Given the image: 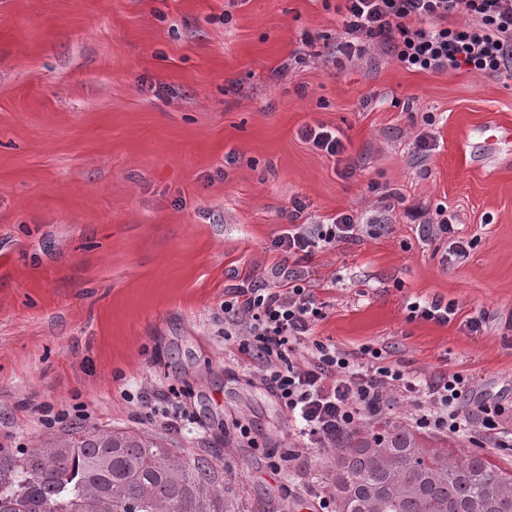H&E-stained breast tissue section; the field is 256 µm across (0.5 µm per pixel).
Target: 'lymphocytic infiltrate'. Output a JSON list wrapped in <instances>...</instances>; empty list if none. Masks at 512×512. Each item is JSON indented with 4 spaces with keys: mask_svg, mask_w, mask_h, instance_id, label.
<instances>
[{
    "mask_svg": "<svg viewBox=\"0 0 512 512\" xmlns=\"http://www.w3.org/2000/svg\"><path fill=\"white\" fill-rule=\"evenodd\" d=\"M347 41L337 46L346 60L364 56L373 47L393 54L409 71H482L512 73V0H344ZM463 15L464 25H449ZM294 205L290 225L277 239L285 254L311 253L357 239L364 232L358 217L341 213L327 222L306 227ZM410 223H421L434 238L454 235L453 256L467 258L469 241L456 234L454 216L438 209L426 217L412 206L403 212ZM277 284L260 288L245 281L231 288L224 301V338L241 354L259 362L262 384L301 423L300 434L314 448L341 445L362 417L380 420L396 397L411 401L416 428L458 437L481 436L503 450L512 449V402L481 399L470 411L461 405L471 390L472 376L460 371L425 378L409 377L386 362L381 349L346 352L313 339L322 316L304 274L279 264ZM306 344L304 355L291 357L293 344Z\"/></svg>",
    "mask_w": 512,
    "mask_h": 512,
    "instance_id": "obj_1",
    "label": "lymphocytic infiltrate"
}]
</instances>
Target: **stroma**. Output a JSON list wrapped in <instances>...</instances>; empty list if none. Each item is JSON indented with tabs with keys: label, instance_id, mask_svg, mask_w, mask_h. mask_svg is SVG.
<instances>
[{
	"label": "stroma",
	"instance_id": "1",
	"mask_svg": "<svg viewBox=\"0 0 512 512\" xmlns=\"http://www.w3.org/2000/svg\"><path fill=\"white\" fill-rule=\"evenodd\" d=\"M342 0H0V446L81 424L209 453L233 512H315L333 448L298 447L288 413L224 341V298L274 265L308 275L314 339L388 351L409 374L466 371L512 401V78L338 62ZM335 130L316 150L306 129ZM429 132L433 148L416 150ZM346 212L369 233L332 250L273 246ZM459 218L474 247L423 237L404 207ZM453 304L439 324L416 300ZM485 314L480 332L469 317ZM183 391L195 422L153 408ZM81 420L52 427L41 409ZM250 428L236 434L237 424ZM307 135L308 140L316 149L326 152L330 156L334 157L343 150V144L336 133L327 130L323 126L318 127V131L310 129ZM411 317L445 324L456 315L455 308L441 300L413 302L409 305Z\"/></svg>",
	"mask_w": 512,
	"mask_h": 512
}]
</instances>
